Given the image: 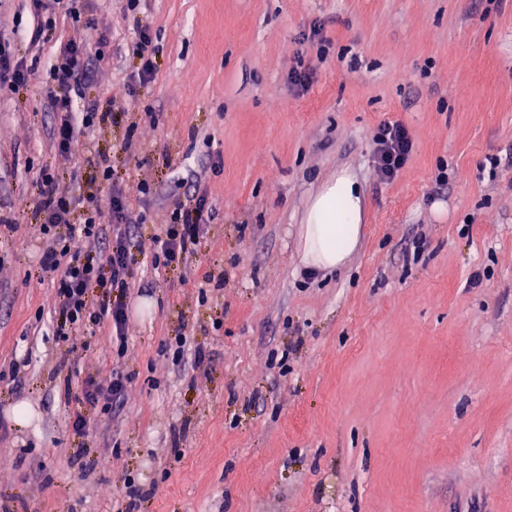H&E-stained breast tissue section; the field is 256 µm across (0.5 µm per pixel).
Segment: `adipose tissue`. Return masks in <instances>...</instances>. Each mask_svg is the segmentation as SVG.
<instances>
[{
    "label": "adipose tissue",
    "mask_w": 512,
    "mask_h": 512,
    "mask_svg": "<svg viewBox=\"0 0 512 512\" xmlns=\"http://www.w3.org/2000/svg\"><path fill=\"white\" fill-rule=\"evenodd\" d=\"M362 198L355 181L337 177L310 202L302 225V257L311 269L343 267L362 230Z\"/></svg>",
    "instance_id": "1"
}]
</instances>
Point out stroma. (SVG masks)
<instances>
[{"instance_id":"35a3bbf8","label":"stroma","mask_w":512,"mask_h":512,"mask_svg":"<svg viewBox=\"0 0 512 512\" xmlns=\"http://www.w3.org/2000/svg\"><path fill=\"white\" fill-rule=\"evenodd\" d=\"M81 7L112 49L86 95L120 116L72 160L53 148L46 70L66 21L15 41L33 71L0 90V512H512V0ZM142 22L157 69L133 87ZM301 59L304 88L288 79ZM384 122L414 137L389 182L372 166ZM99 154L136 258L121 361L103 328L54 336L36 274L39 172L73 194ZM343 172L360 243L314 274L299 227ZM198 188L211 217L194 255L151 271L154 235ZM181 334L207 366L174 359ZM118 369L122 410L90 406L88 381Z\"/></svg>"}]
</instances>
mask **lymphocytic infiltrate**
<instances>
[{"label": "lymphocytic infiltrate", "mask_w": 512, "mask_h": 512, "mask_svg": "<svg viewBox=\"0 0 512 512\" xmlns=\"http://www.w3.org/2000/svg\"><path fill=\"white\" fill-rule=\"evenodd\" d=\"M76 2L32 0L38 22L31 33V42H39L43 35L55 29L58 14H65L73 23V35L65 41L48 70V102L59 117L52 140L58 155L66 161L76 156L85 134L96 124L113 118L112 107L85 96L92 77L89 61L107 58L109 41L103 37L96 47L88 46L83 35L85 23ZM78 98L83 101L79 112L73 108ZM371 140L378 178L393 179L412 152V134L401 123L384 122L374 130ZM36 187L35 208L42 218L39 231L44 244L39 269L41 274L55 278L51 308L55 336L63 339L86 325L102 324L115 346L116 359H124L128 349L124 298L130 288V252L126 247L130 227L124 198L114 193L103 202L94 192L80 198L63 194L58 190L54 174L47 170L40 172ZM209 209L208 196L200 191L192 203L174 211L170 223L155 238L157 250L151 261L152 269L177 267L186 262L198 243ZM77 210L82 217L75 223L71 217ZM106 239L112 242V253L102 264L95 260L94 254Z\"/></svg>", "instance_id": "lymphocytic-infiltrate-1"}]
</instances>
